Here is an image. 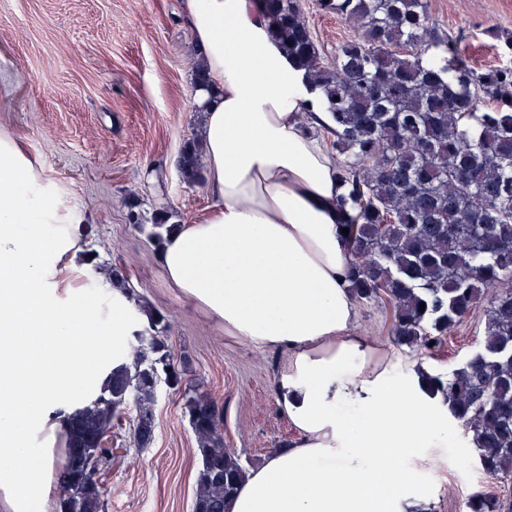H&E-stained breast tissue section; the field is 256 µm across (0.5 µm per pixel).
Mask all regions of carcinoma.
Returning a JSON list of instances; mask_svg holds the SVG:
<instances>
[{"label":"carcinoma","instance_id":"carcinoma-1","mask_svg":"<svg viewBox=\"0 0 512 512\" xmlns=\"http://www.w3.org/2000/svg\"><path fill=\"white\" fill-rule=\"evenodd\" d=\"M265 4L272 36L323 92L328 122L319 127L338 158L337 228L349 229L342 240L354 299L386 298L393 343L411 351L440 345L484 308L478 350L447 372L426 374L424 383L462 427L484 475L511 478L512 64L475 69L463 37L437 26L428 0H317L358 25L329 53L319 49L302 0ZM200 154L198 138L182 149L179 171L188 185L202 177ZM168 220L158 213L148 237L160 243L181 228ZM139 311L146 319L131 361L112 369L62 433L57 512H105L87 456L129 406L135 447L153 442L162 375L183 394L196 437L193 512H228L247 472L224 447L223 409L185 381L164 316ZM463 512H512V502L477 492Z\"/></svg>","mask_w":512,"mask_h":512}]
</instances>
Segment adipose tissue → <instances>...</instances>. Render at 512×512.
<instances>
[{
	"instance_id": "1",
	"label": "adipose tissue",
	"mask_w": 512,
	"mask_h": 512,
	"mask_svg": "<svg viewBox=\"0 0 512 512\" xmlns=\"http://www.w3.org/2000/svg\"><path fill=\"white\" fill-rule=\"evenodd\" d=\"M211 89L204 114L213 204L164 239L168 278L225 331L284 348L277 386L300 438L240 485L229 512H422L419 472L448 411L416 365L377 357L356 332L337 230L336 162L303 132L323 96L270 33L264 0H185ZM76 204L10 134H0V492L12 512L48 504L64 419L126 356L134 306L108 315L81 275Z\"/></svg>"
}]
</instances>
